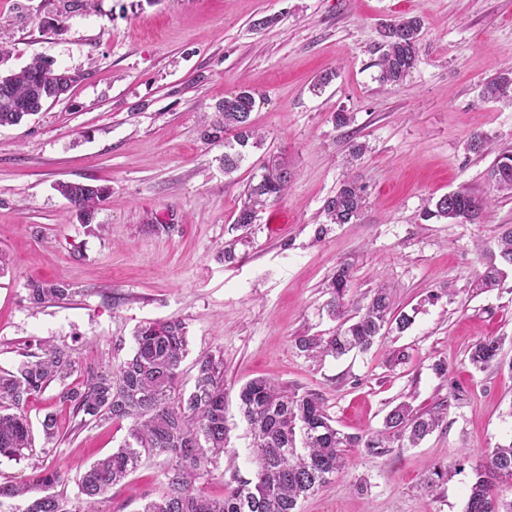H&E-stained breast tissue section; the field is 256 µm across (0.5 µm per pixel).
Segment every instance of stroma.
Instances as JSON below:
<instances>
[{
    "label": "stroma",
    "mask_w": 512,
    "mask_h": 512,
    "mask_svg": "<svg viewBox=\"0 0 512 512\" xmlns=\"http://www.w3.org/2000/svg\"><path fill=\"white\" fill-rule=\"evenodd\" d=\"M402 15L423 23L419 61L402 84L383 86L381 30ZM0 45L1 74L44 57L79 76L41 112L0 127V368L45 341L81 366L113 364L131 354L137 326L177 319L188 336L180 393L192 390L201 354L224 362L228 442L197 481L206 494L223 496L233 475L252 472L238 393L266 378L317 394L348 434L381 429L401 402L447 407L418 446L380 457L348 449L346 468L300 512H464L473 470L512 442V270L496 287L473 285L498 261L501 225H512V194H494L486 180L497 155L512 151V106L481 96L512 70V0H0ZM328 72L333 80L314 93ZM243 86L262 140L228 175L224 142L206 137L204 117ZM339 111L350 125L336 126ZM476 132L487 138L481 153L468 148ZM356 144L364 151L354 162ZM271 156L287 162L288 190L235 230L244 192ZM351 171L367 187L363 214L316 238L325 200ZM60 182L109 190L94 227L56 191ZM462 188L493 196L481 221L423 220ZM343 264L349 312L383 288L393 310L415 311L414 323L365 352L309 357L295 341L336 330L323 306ZM53 283L71 295L30 302L32 285ZM489 337L503 339L501 361L476 370L469 349ZM60 390L51 384L27 411L39 447L41 421L57 416L47 461L68 470L75 498L76 479L127 427L77 428ZM438 463L454 474L425 489ZM166 491L161 462L148 460L76 507L138 512Z\"/></svg>",
    "instance_id": "obj_1"
}]
</instances>
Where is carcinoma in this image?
<instances>
[{
  "mask_svg": "<svg viewBox=\"0 0 512 512\" xmlns=\"http://www.w3.org/2000/svg\"><path fill=\"white\" fill-rule=\"evenodd\" d=\"M422 23L400 17L385 26L381 54L375 66L382 84H398L415 68ZM78 76L37 59L17 73L0 75V127L19 124L29 109L43 106L65 94ZM482 97L512 100V77L500 75L487 82ZM254 99L243 88L219 105L216 131L233 133L224 142V173L238 169L244 150L256 136L251 113ZM257 181L250 182L235 225L256 223L267 202L281 198L288 189V166L271 158L261 166ZM487 181L498 192H512V153L502 152L487 170ZM59 193L78 211L83 223H92L95 207L105 190L90 183L60 182ZM366 204V187L356 175L346 177L327 198L323 213L329 224H349L358 219ZM490 200L466 191L439 197L423 219L476 222ZM500 262L512 267V225L502 227L497 241ZM350 282L348 267L341 265L328 284L327 312L339 321L329 336H301L296 346L312 356H338L355 348L368 349L385 334L405 332L414 316L393 311L387 293L380 289L364 311L346 315ZM70 289L60 285L30 289V299L42 305L64 299ZM502 339L488 338L470 352L471 364L482 370L498 359ZM187 337L179 320L147 322L135 331L130 356L111 367L88 368L78 388L63 389L61 402L81 416L79 426L98 421L129 423L128 437L109 456L93 463L76 481L78 494L95 500L108 493L138 469L142 461L159 459L168 480L160 499L148 500L139 512H299L300 499L317 491L346 464V449L363 448L381 456L389 448L415 446L433 433L443 420L438 409L417 412L409 404L395 405L385 416L383 429L368 436L345 434L332 424L320 397L313 393H288L274 382L257 378L238 394L239 408L252 439L254 469L250 477H233L221 499L207 496L195 482L207 466L224 452L227 435L224 406V367L221 358L209 354L196 360L193 390L175 394L186 358ZM77 361L65 348L39 346L32 359L16 370H0V457L20 460L34 456L27 405L54 382L61 383L75 371ZM68 471L56 465L36 463L23 485L0 483V508L24 498L22 512H71L67 507ZM496 483L512 486V441L498 445L476 469L465 512H512V501L501 503L490 494Z\"/></svg>",
  "mask_w": 512,
  "mask_h": 512,
  "instance_id": "1",
  "label": "carcinoma"
}]
</instances>
